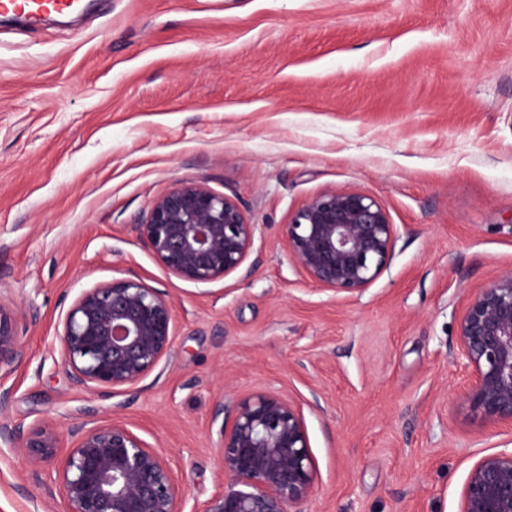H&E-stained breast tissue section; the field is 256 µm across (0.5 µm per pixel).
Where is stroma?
<instances>
[{"label": "stroma", "mask_w": 512, "mask_h": 512, "mask_svg": "<svg viewBox=\"0 0 512 512\" xmlns=\"http://www.w3.org/2000/svg\"><path fill=\"white\" fill-rule=\"evenodd\" d=\"M87 4L0 23V301L37 314L0 376V424H126L204 499L224 489L223 406L274 392L303 413L307 512H459L473 463L512 448L452 356L468 293L512 270V0ZM179 182L259 226L242 270L205 292L134 230ZM335 189L398 227L358 297L307 283L281 242L292 211ZM116 275L167 295L176 338L136 386L88 390L56 336ZM48 470L0 443V512H62Z\"/></svg>", "instance_id": "obj_1"}]
</instances>
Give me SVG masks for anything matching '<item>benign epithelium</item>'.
I'll return each instance as SVG.
<instances>
[{
  "label": "benign epithelium",
  "instance_id": "1",
  "mask_svg": "<svg viewBox=\"0 0 512 512\" xmlns=\"http://www.w3.org/2000/svg\"><path fill=\"white\" fill-rule=\"evenodd\" d=\"M258 225L231 197L198 182H179L156 197L136 224L138 237L165 270L197 286L239 271ZM397 225L373 196L321 192L293 211L282 231L292 266L320 290L363 294L389 266ZM21 314L0 302V369L22 355ZM76 384L133 387L167 357L175 341L167 296L139 278L116 277L82 290L56 336ZM453 359L469 383L465 396L494 424L512 427V271L468 295L457 321ZM73 445L56 457L59 441L42 430L26 438L0 424V441L30 465L58 459L51 483L63 512H304L317 492L315 464L299 408L272 393L233 405L217 430V449L228 485L186 510L166 455L126 425L70 427ZM460 512H512V450L485 455L472 466Z\"/></svg>",
  "mask_w": 512,
  "mask_h": 512
}]
</instances>
